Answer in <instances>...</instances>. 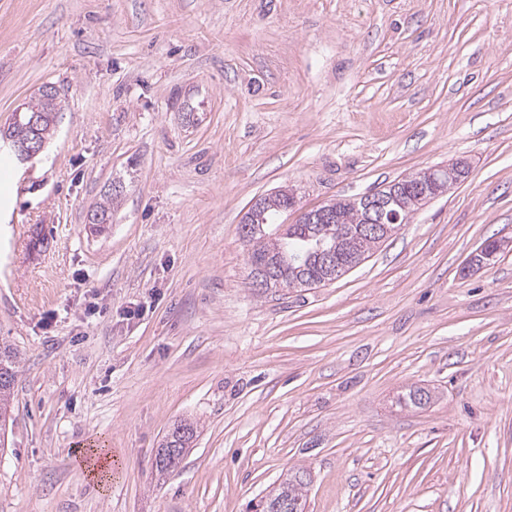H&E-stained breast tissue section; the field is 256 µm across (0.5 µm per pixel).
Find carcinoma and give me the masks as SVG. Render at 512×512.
<instances>
[{"label":"carcinoma","mask_w":512,"mask_h":512,"mask_svg":"<svg viewBox=\"0 0 512 512\" xmlns=\"http://www.w3.org/2000/svg\"><path fill=\"white\" fill-rule=\"evenodd\" d=\"M58 94L38 92L29 105L38 114L36 124H31V113L22 111L5 130H0V144L19 148L37 139L45 144L53 134L58 112ZM383 191H393L414 212L426 205L425 197L415 192L413 179L392 181ZM118 193L107 191L96 206L91 218L93 224H106L111 217L112 202ZM341 217L339 224H309L303 217L294 224H279L277 232H270L274 220L293 208V197L286 191L258 198L245 215L249 222L246 241L248 264L265 258L273 261V274L266 289L318 288L324 282L326 269L320 253L334 251L336 265L355 267L361 257H370L381 244L375 237L362 235L364 212L362 205L350 200L334 202ZM21 357L19 351L0 340V428L12 418L14 412L15 382ZM399 402L414 408H423L430 399L423 398L422 389L411 387L399 397ZM197 437L194 423L183 420L173 426L164 437L156 457V469L161 473L176 470L187 450ZM308 473L297 469L286 475L270 495L273 499L288 502L290 512H306Z\"/></svg>","instance_id":"cac0c4a2"}]
</instances>
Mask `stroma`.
Returning a JSON list of instances; mask_svg holds the SVG:
<instances>
[{"mask_svg": "<svg viewBox=\"0 0 512 512\" xmlns=\"http://www.w3.org/2000/svg\"><path fill=\"white\" fill-rule=\"evenodd\" d=\"M46 83L56 133L0 180V512H249L297 468L307 512H512V0H0V128ZM452 160L344 276L250 288L257 198ZM82 448L111 450L108 493ZM469 174L468 167L460 160L446 165L420 171L416 175L415 184L418 188L430 190L431 201L445 194L441 191L448 183V189L463 181ZM21 357L19 351L0 340V429L5 428L6 422L14 412L15 382ZM197 437V426L186 420L175 424L164 437L156 457V469L161 473L173 472L182 463L187 450Z\"/></svg>", "mask_w": 512, "mask_h": 512, "instance_id": "1", "label": "stroma"}]
</instances>
